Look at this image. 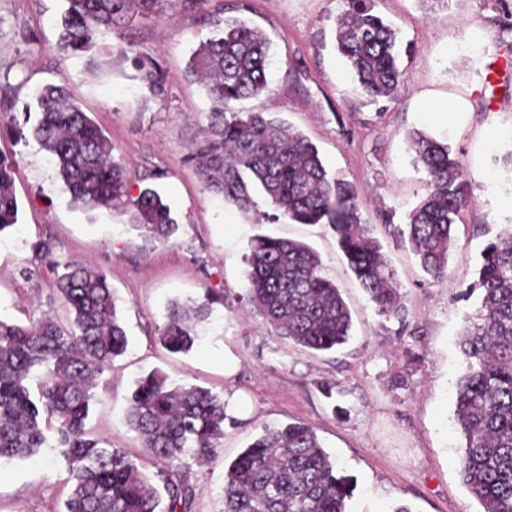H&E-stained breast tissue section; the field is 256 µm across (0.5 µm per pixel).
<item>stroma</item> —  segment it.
<instances>
[{
    "label": "stroma",
    "mask_w": 512,
    "mask_h": 512,
    "mask_svg": "<svg viewBox=\"0 0 512 512\" xmlns=\"http://www.w3.org/2000/svg\"><path fill=\"white\" fill-rule=\"evenodd\" d=\"M247 14L271 44L270 91L238 109L271 112L314 143L328 171L359 190L363 220L392 267L404 319L374 312L322 224L273 219L255 195L242 211L206 190L185 156L201 140L210 102L187 66L213 34L197 13L173 8L137 17L120 31L73 55L57 45L62 0H0V126L21 118L42 86L67 80L81 109L104 130L122 162L129 192L156 188L178 227L165 245L133 227L131 207L90 212L61 189L56 170L34 140L0 133V153L17 161L16 227L0 234V319L30 324L68 312L54 289L53 259L105 271L128 337L97 389L87 421L92 435L137 459L155 478L162 464L147 455L126 422L127 401L142 374L160 370L173 382L224 399L231 421L210 457L188 461L195 487L192 512H224V478L232 461L263 426L302 422L353 483L349 512H483L458 469L465 439L456 424V383L466 367L459 349L474 321L467 296L486 242L512 232V75L484 88L493 57L512 58V30L496 0H455L426 15L419 0H375L376 11L412 47L408 79L393 99L373 100L351 81L334 45L343 0H249ZM155 58L164 87L153 92L134 67V54ZM452 101L450 121L430 117L431 104ZM425 130L447 142L471 193L456 219L448 276L430 278L389 227L402 224L426 195L407 133ZM264 233L304 242L323 261L322 274L342 290L352 335L342 347L313 353L278 336L245 296L250 239ZM52 247L36 259L32 245ZM213 299L209 321L186 353L157 342L170 303ZM64 463L52 449L0 464V512H59L68 491Z\"/></svg>",
    "instance_id": "stroma-1"
}]
</instances>
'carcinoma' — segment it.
<instances>
[{"label": "carcinoma", "mask_w": 512, "mask_h": 512, "mask_svg": "<svg viewBox=\"0 0 512 512\" xmlns=\"http://www.w3.org/2000/svg\"><path fill=\"white\" fill-rule=\"evenodd\" d=\"M181 2L203 0H63L59 44L85 52L124 27L132 12L148 18ZM206 21L214 35L194 52L188 75L205 82L211 107L207 135L192 144L186 161L203 186L242 211L259 190L275 218L325 224L377 315L404 316L395 274L364 222L357 187L329 174L317 147L269 112H234L231 103L268 89L270 46L264 33L242 17L224 16V0H209ZM336 49L361 90L373 99L395 96L405 82L398 31L373 12L371 0H347L335 23ZM136 69L160 83L158 63L134 58ZM33 137L53 160L63 192L87 210L110 209L129 196L125 168L112 159L101 126L83 112L69 84H48L39 94ZM413 163L427 174L429 190L395 224L393 238L410 245L434 279L448 276L456 217L470 184L451 147L421 130L409 133ZM13 158L0 154V234L18 223ZM146 238L168 243L177 220L160 194L145 188L132 201ZM246 297L276 333L308 351L344 344L352 317L340 288L321 274L320 256L308 245L256 235L246 259ZM64 267L57 293L70 314L62 326L50 318L30 325L0 320V461L25 459L52 448L70 483L64 512H190L193 489L186 479L187 453L211 454L224 439L228 420L222 398L197 387L176 385L155 369L139 378L126 413L142 448L163 462L165 508L150 480L127 451L93 437L86 424L105 370L127 348L106 272L83 263ZM478 322L461 348L468 359L457 382L455 416L465 436L460 463L463 484L483 512H512V236L489 241L478 279ZM210 303L168 307L158 340L171 353L187 352ZM45 370L37 389L35 371ZM348 477L316 433L301 423L266 427L230 464L224 481V512H348Z\"/></svg>", "instance_id": "cac0c4a2"}]
</instances>
